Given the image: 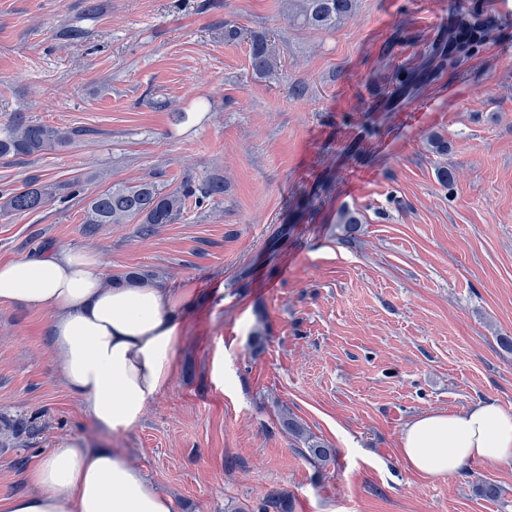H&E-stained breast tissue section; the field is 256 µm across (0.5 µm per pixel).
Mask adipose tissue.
<instances>
[{
  "mask_svg": "<svg viewBox=\"0 0 512 512\" xmlns=\"http://www.w3.org/2000/svg\"><path fill=\"white\" fill-rule=\"evenodd\" d=\"M189 292L109 283L99 258L59 247L0 262V302L51 316L53 346L68 390L91 420L111 432L137 426L172 380L180 343L179 307ZM406 467L449 477L469 465L512 462V411L481 402L411 420L401 438ZM35 490L0 499V512H172L123 454L60 438L28 473Z\"/></svg>",
  "mask_w": 512,
  "mask_h": 512,
  "instance_id": "ef3b65f1",
  "label": "adipose tissue"
}]
</instances>
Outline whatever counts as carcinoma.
<instances>
[{
    "label": "carcinoma",
    "instance_id": "cac0c4a2",
    "mask_svg": "<svg viewBox=\"0 0 512 512\" xmlns=\"http://www.w3.org/2000/svg\"><path fill=\"white\" fill-rule=\"evenodd\" d=\"M356 0H288V22L317 31L335 29L351 16ZM489 33V27L477 14L460 17L459 28L448 31V43L434 52V60L441 68L453 69L459 62L480 47ZM71 141L66 132L46 124L34 123L21 112L0 127V158L31 156L55 150ZM56 190L32 182L21 192H12L0 203V213L16 215L31 213L46 207L54 199ZM224 195V181L211 179L203 183L184 181L178 188L165 192L153 181L136 184L118 182L108 190L82 198L84 231L96 233L103 224H138L142 236L150 235L159 224H174L183 215L189 202L198 205ZM284 429L303 442L306 455L320 465L335 457V450L307 433L293 417L282 418Z\"/></svg>",
    "mask_w": 512,
    "mask_h": 512
}]
</instances>
